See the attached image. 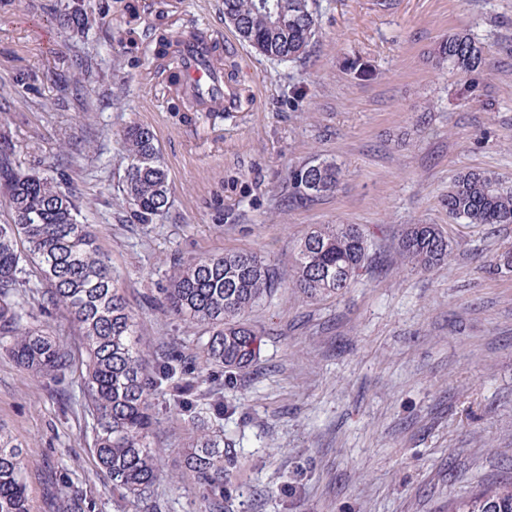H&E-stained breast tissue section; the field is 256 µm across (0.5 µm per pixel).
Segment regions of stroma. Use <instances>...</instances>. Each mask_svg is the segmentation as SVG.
Instances as JSON below:
<instances>
[{"mask_svg": "<svg viewBox=\"0 0 512 512\" xmlns=\"http://www.w3.org/2000/svg\"><path fill=\"white\" fill-rule=\"evenodd\" d=\"M75 0H0V131L24 170L61 168L120 274L149 349L200 358L201 328L151 302L172 267L203 254L251 251L281 286L249 315L264 336L257 371L208 381L231 405L219 428L238 442L224 512H448V502L512 476V224L448 215L451 179L489 170L512 183V0H316L319 32L290 66L240 42L224 0H141L139 30L197 26L223 35L226 113L176 99L154 44L125 47L129 0H85L87 37L60 30ZM485 44L487 70L461 80L436 66L448 32ZM92 60L75 75L73 56ZM79 97H72L73 86ZM150 127L170 206L138 223L123 198L120 132ZM333 157L345 177L322 200L286 205L291 166ZM319 224H359L386 264L341 295L310 301L292 285L297 244ZM410 224L453 241L443 267L396 261ZM77 384L34 377L0 357V427L22 442L34 512L64 494L49 475L118 508L89 448ZM157 512H202L180 468L190 430L157 406Z\"/></svg>", "mask_w": 512, "mask_h": 512, "instance_id": "stroma-1", "label": "stroma"}]
</instances>
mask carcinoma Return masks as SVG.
<instances>
[{
	"label": "carcinoma",
	"mask_w": 512,
	"mask_h": 512,
	"mask_svg": "<svg viewBox=\"0 0 512 512\" xmlns=\"http://www.w3.org/2000/svg\"><path fill=\"white\" fill-rule=\"evenodd\" d=\"M224 18L239 39L279 63L304 58L317 33L310 0H224ZM71 32L91 27L82 5L56 15ZM190 37L215 68L224 62L216 43L197 29ZM436 63L472 73L486 65L482 42L466 31L449 34ZM125 162L123 192L137 221L150 224L170 203L168 175L153 131L131 125L120 134ZM343 170L334 158L288 168V194L313 202L336 192ZM448 216L467 224H512V185L491 171L469 169L448 185ZM0 356L33 375L63 383L79 370L81 407L91 429V451L112 498L135 512H151L159 479L154 434L155 400L161 399L191 425L184 467L193 473L204 512H223L224 491L234 477V451L210 428L198 401L217 420L233 412L217 393L201 390L204 371L188 367L165 347L150 357L139 324L112 263L98 244L96 225L83 213L76 191L48 173L21 168L6 136H0ZM453 244L437 224H411L398 240L402 262L430 270L447 260ZM376 259L358 224H320L293 256V286L313 301L348 288ZM39 271L31 301L29 267ZM273 264L254 252L200 255L174 264L159 305L164 314L200 324L197 344L206 363L228 381L258 365L263 339L247 322L252 309L272 295ZM55 312L77 329L80 348L56 340L42 318ZM24 446L0 429V512H33L25 477ZM61 512H93L76 492L57 503ZM448 512H512V480L486 486L448 504Z\"/></svg>",
	"instance_id": "obj_1"
}]
</instances>
